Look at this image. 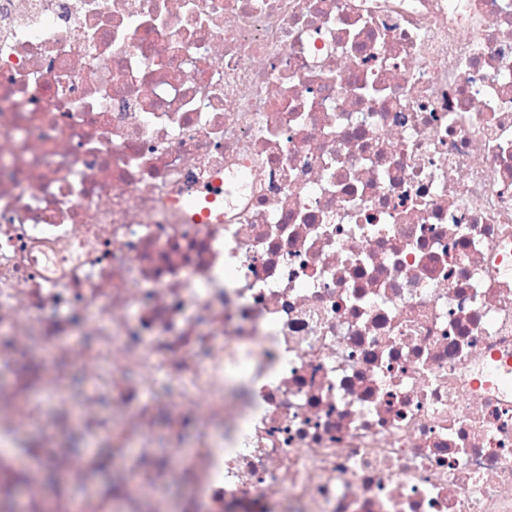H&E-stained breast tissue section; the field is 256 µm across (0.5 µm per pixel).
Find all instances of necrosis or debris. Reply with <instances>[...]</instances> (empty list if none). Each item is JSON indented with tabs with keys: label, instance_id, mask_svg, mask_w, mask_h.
<instances>
[{
	"label": "necrosis or debris",
	"instance_id": "1",
	"mask_svg": "<svg viewBox=\"0 0 512 512\" xmlns=\"http://www.w3.org/2000/svg\"><path fill=\"white\" fill-rule=\"evenodd\" d=\"M0 343L5 453L161 413L201 512H512V0H0ZM47 437L64 443L74 455V448H81L83 445V436L71 428L69 418L58 420L55 425H49L46 429L34 430L30 443H42Z\"/></svg>",
	"mask_w": 512,
	"mask_h": 512
}]
</instances>
